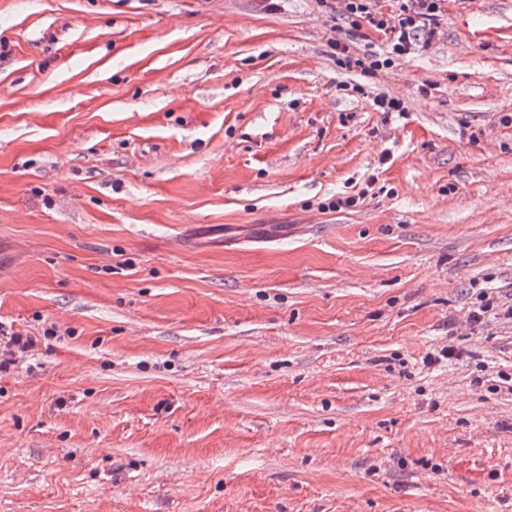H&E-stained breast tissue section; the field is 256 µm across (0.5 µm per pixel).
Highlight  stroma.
Instances as JSON below:
<instances>
[{"mask_svg":"<svg viewBox=\"0 0 512 512\" xmlns=\"http://www.w3.org/2000/svg\"><path fill=\"white\" fill-rule=\"evenodd\" d=\"M332 27L0 0V512H512V0ZM396 3L394 10L383 11L380 0H317V4L330 18L342 17L349 26L345 32L350 37L359 36L364 25L386 36L382 52L354 54L342 39L331 41L339 66L360 74L375 75L392 67L396 61L427 47L435 37L432 25L442 13L444 0H390ZM427 38L422 41L421 36ZM0 372L8 371L14 364L13 354L16 350H26L32 347L36 338L19 331H14L13 326H7L0 322Z\"/></svg>","mask_w":512,"mask_h":512,"instance_id":"35a3bbf8","label":"stroma"}]
</instances>
